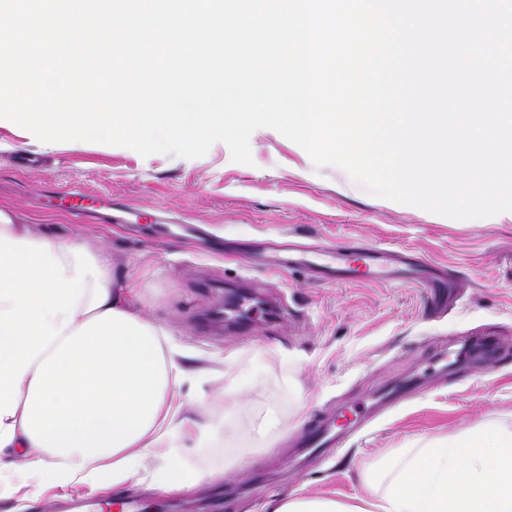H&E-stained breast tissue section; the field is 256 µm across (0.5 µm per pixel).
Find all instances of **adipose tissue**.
Masks as SVG:
<instances>
[{"mask_svg":"<svg viewBox=\"0 0 512 512\" xmlns=\"http://www.w3.org/2000/svg\"><path fill=\"white\" fill-rule=\"evenodd\" d=\"M132 288L112 285L103 250L28 229L0 207V496L81 487L92 496L161 467L150 489L189 495L216 480L181 463L224 430L182 417L191 373ZM368 508L293 494L274 512H512V429L479 424L462 438L400 448L368 470Z\"/></svg>","mask_w":512,"mask_h":512,"instance_id":"1","label":"adipose tissue"}]
</instances>
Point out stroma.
Masks as SVG:
<instances>
[{
    "instance_id": "obj_1",
    "label": "stroma",
    "mask_w": 512,
    "mask_h": 512,
    "mask_svg": "<svg viewBox=\"0 0 512 512\" xmlns=\"http://www.w3.org/2000/svg\"><path fill=\"white\" fill-rule=\"evenodd\" d=\"M250 147V166L232 162L222 142L199 158L144 157L105 143L43 142L0 119V205L16 208L34 232L78 235L108 252L115 285L138 289L142 313L209 373L184 388L197 400L187 415L243 433L261 407L281 418L280 435L250 453L241 472L225 470L223 440L206 448L186 441L184 466L220 473L219 485L158 497L142 473L132 493L145 512H272L295 493L350 502L366 470L395 449L457 438L477 424L512 428V222L494 215L477 224L372 195L272 129L252 135ZM74 188L109 204L74 216L60 203ZM288 241L314 258L336 246L413 253L446 273L456 302L436 314L414 284H336L307 267L271 266L267 243ZM204 279L251 297L244 330L200 331V316L217 304ZM469 336L492 337L496 357L436 369L437 348L461 350ZM268 347L279 357L241 397H221L226 356ZM388 382L419 388L375 410L342 447L320 455L296 447L309 420L334 418Z\"/></svg>"
}]
</instances>
